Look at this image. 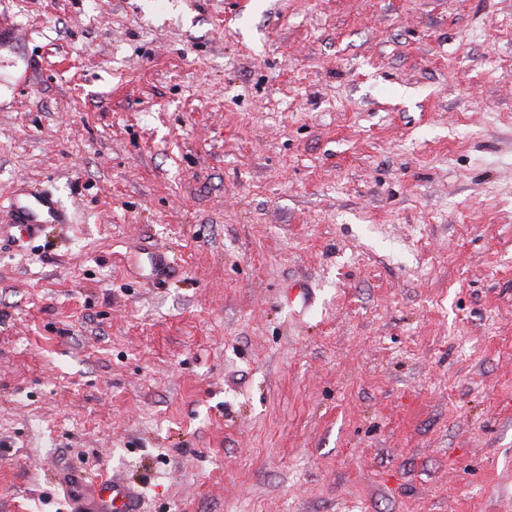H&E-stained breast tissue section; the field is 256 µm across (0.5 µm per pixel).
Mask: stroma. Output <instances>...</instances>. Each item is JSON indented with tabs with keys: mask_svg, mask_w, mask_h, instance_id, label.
<instances>
[{
	"mask_svg": "<svg viewBox=\"0 0 512 512\" xmlns=\"http://www.w3.org/2000/svg\"><path fill=\"white\" fill-rule=\"evenodd\" d=\"M68 470L512 512V0H0V512ZM15 225L20 231L36 233L48 224L66 223V214L59 204L44 192H29L11 204Z\"/></svg>",
	"mask_w": 512,
	"mask_h": 512,
	"instance_id": "35a3bbf8",
	"label": "stroma"
}]
</instances>
